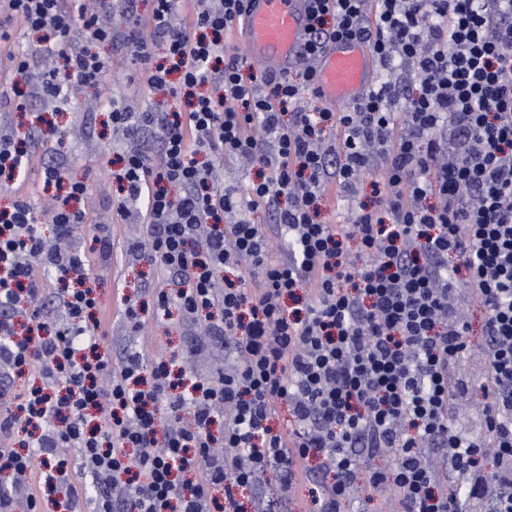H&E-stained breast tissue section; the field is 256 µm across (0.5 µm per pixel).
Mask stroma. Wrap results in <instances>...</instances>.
<instances>
[{
    "instance_id": "stroma-1",
    "label": "stroma",
    "mask_w": 512,
    "mask_h": 512,
    "mask_svg": "<svg viewBox=\"0 0 512 512\" xmlns=\"http://www.w3.org/2000/svg\"><path fill=\"white\" fill-rule=\"evenodd\" d=\"M151 0H139L136 16H128L121 0H114L110 13L101 14V23L110 26L112 41L97 45L96 50L112 60V82L108 93L94 87H72L66 98L57 104L53 117L63 130L62 141L43 147L42 161L33 162L23 177L19 191L32 203L34 209L45 206L50 193L43 188L42 166L66 160L73 178L85 180L88 186L79 206L87 215L86 224L75 234L79 245L90 244L100 235L101 225L112 230V256L91 261L90 273L99 278L104 291L105 318L108 334L100 340L101 351L120 360L127 351L137 350L152 361L170 358L187 362L198 378L212 377L224 365V339L204 336L200 325L182 322L178 313L162 318L156 316V291L167 279L160 270L139 261L132 254L130 244L147 237L146 224H133L117 212L119 194L116 185L107 176L115 162L120 144L112 135L113 99L132 98L142 108L165 105L163 95L153 93L145 85L143 65L134 59L124 42L129 28H149ZM9 51H0V124H29L33 113L40 111L39 103H29L24 110H16L11 102V52L25 50L37 38L36 32L27 30L20 23H12ZM124 286L127 294L139 300L138 314L142 325L131 329L117 311L113 291Z\"/></svg>"
}]
</instances>
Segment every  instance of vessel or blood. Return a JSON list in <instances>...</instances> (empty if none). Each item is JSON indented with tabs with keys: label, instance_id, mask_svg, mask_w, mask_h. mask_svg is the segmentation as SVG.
Listing matches in <instances>:
<instances>
[{
	"label": "vessel or blood",
	"instance_id": "1",
	"mask_svg": "<svg viewBox=\"0 0 512 512\" xmlns=\"http://www.w3.org/2000/svg\"><path fill=\"white\" fill-rule=\"evenodd\" d=\"M307 27L305 0H249L239 41L250 59L286 73L301 56ZM375 62L369 48L356 41L332 42L318 70L320 99L349 106L370 87Z\"/></svg>",
	"mask_w": 512,
	"mask_h": 512
}]
</instances>
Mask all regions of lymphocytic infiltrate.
<instances>
[{"label":"lymphocytic infiltrate","mask_w":512,"mask_h":512,"mask_svg":"<svg viewBox=\"0 0 512 512\" xmlns=\"http://www.w3.org/2000/svg\"><path fill=\"white\" fill-rule=\"evenodd\" d=\"M152 0L154 31L124 39L152 91L185 95L187 110L112 107L125 148L113 171L118 212L154 232L138 260L174 275L155 313L178 311L230 336L232 360L211 379L131 353L102 355L99 288L85 251L49 244L31 205L0 208V360L31 383L0 403V512H76L65 460L81 452L99 493L90 512H245L233 488L275 473L282 494L260 512H284L308 491L314 512H339L356 493L389 488L403 512H466L491 492V512H512V0H307V38L295 75L247 72L226 35L247 0ZM8 19L42 35L13 56L27 90L19 107L53 104L75 85L105 88L109 58L69 47L75 23L112 39L63 0H0ZM356 40L379 61L353 106L315 105L331 41ZM62 67L33 78L34 61ZM179 84H171L172 73ZM336 136L326 139L325 127ZM256 170L246 196L224 186L204 150ZM33 154L0 128V187ZM373 175L374 204L357 201ZM55 187L47 220L58 238L86 221L87 190L63 162L43 168ZM350 204L344 224L321 203ZM265 211L272 230L255 223ZM283 256L272 259L271 236ZM261 285L249 288L252 272ZM55 284L61 318L38 305ZM464 296L484 318V342L449 304ZM485 360L480 431L465 434L453 407L467 382L456 364ZM287 405L296 427L271 424ZM37 436V451L12 445ZM394 457L375 466L381 449ZM492 471H485L484 461ZM37 492L19 499L17 483ZM223 497H216V490Z\"/></svg>","instance_id":"lymphocytic-infiltrate-1"}]
</instances>
